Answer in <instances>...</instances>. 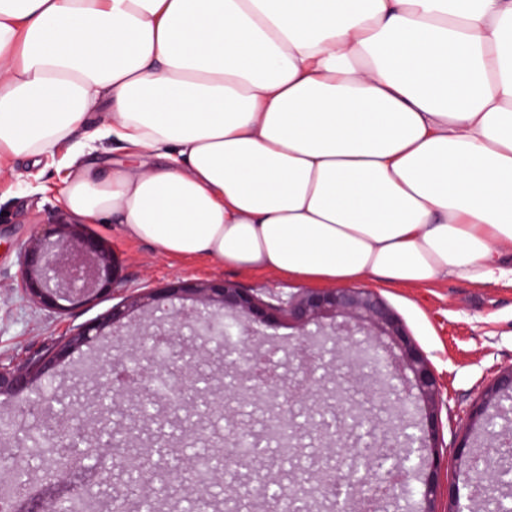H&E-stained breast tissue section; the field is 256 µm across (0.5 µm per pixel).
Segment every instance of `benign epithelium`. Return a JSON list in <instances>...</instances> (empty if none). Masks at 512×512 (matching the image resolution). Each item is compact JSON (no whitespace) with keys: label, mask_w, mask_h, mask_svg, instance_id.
Here are the masks:
<instances>
[{"label":"benign epithelium","mask_w":512,"mask_h":512,"mask_svg":"<svg viewBox=\"0 0 512 512\" xmlns=\"http://www.w3.org/2000/svg\"><path fill=\"white\" fill-rule=\"evenodd\" d=\"M118 264L106 244L84 233L81 225L66 217L54 224H45L21 253L20 277L32 301L51 308L61 307L60 301L80 296H97L107 291L110 280L118 275ZM274 301L266 302L257 295L223 280L190 281L164 288H151L142 297L121 301L101 315L90 327L84 328L50 352L31 358L23 366H0V396L19 395L43 378L51 376L59 362L79 350L89 341L91 332L109 335L121 341L128 335L126 328L137 308H148L155 316L156 328L146 331L152 345L146 355L131 358L115 366L95 369L94 384L112 394L113 398H128L140 407L160 377L167 375L177 382L174 397L182 403L188 396L197 397L198 377L195 358L197 351L186 350L180 336L190 327L194 335H203V326L212 318L220 321L218 334L224 336L227 367L235 372L234 399L264 402L271 414L268 424L276 427L294 445L292 394L303 389L307 393L323 392L320 345L316 336H329L336 345V361L350 367L359 364L349 350L363 349V361L380 368L370 392L374 400L385 407L396 424L397 436L386 438L382 446L389 466L385 476L395 475L401 484L383 497L399 510L410 479L419 483L418 512H436L434 504L440 493V457L434 454L438 440L439 391L437 380L425 353L415 344L394 310L374 291L367 288H326L295 293H277ZM179 300L190 306L180 311L168 302ZM280 317L288 318L300 330L302 339L291 351L296 360L293 377L274 386L265 383L251 366L252 357L272 375H277V351L263 348L260 333L252 323L274 325ZM512 395V369L501 372L487 388L484 402L469 414V421L483 427L489 423V408L496 407L503 396ZM336 421L326 428L323 441L338 447L343 433L367 419L370 408L354 398L346 381L336 382L328 394ZM512 444L506 431L491 433V448L482 456L467 454L463 471L472 489H485L502 480L498 456L503 447ZM347 488L346 502L356 500L359 484L342 473L341 461L327 465L323 472L310 480L298 482L289 494L276 497L279 512H298L301 496L313 488L323 496L328 491L340 495ZM462 501L458 486L448 484V512H469V501Z\"/></svg>","instance_id":"7a95c632"}]
</instances>
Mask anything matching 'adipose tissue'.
<instances>
[{
    "label": "adipose tissue",
    "instance_id": "ef3b65f1",
    "mask_svg": "<svg viewBox=\"0 0 512 512\" xmlns=\"http://www.w3.org/2000/svg\"><path fill=\"white\" fill-rule=\"evenodd\" d=\"M93 128L64 211L168 257L512 284V0H0V168Z\"/></svg>",
    "mask_w": 512,
    "mask_h": 512
}]
</instances>
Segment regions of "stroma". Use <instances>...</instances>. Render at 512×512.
<instances>
[{
    "label": "stroma",
    "mask_w": 512,
    "mask_h": 512,
    "mask_svg": "<svg viewBox=\"0 0 512 512\" xmlns=\"http://www.w3.org/2000/svg\"><path fill=\"white\" fill-rule=\"evenodd\" d=\"M67 173L62 156H48L40 164L16 159L11 169L0 172V364L19 365L29 357L63 342L78 329L109 310L112 304L147 288L186 279L226 280L266 297L276 292L303 290V282L280 274H249L205 262L177 261L145 242L127 240L120 229L88 225V232L107 242L114 251L119 273L109 295L66 311L39 305L29 299L19 283L20 254L40 225L61 214L59 191ZM379 293L402 318L410 336L424 351L439 379L442 406L439 413V453L443 459L440 482L459 470L460 445L470 440L471 450L485 452L488 437L470 425V411L481 403L497 373L512 368V288L491 285L472 287L461 279L415 288H389L375 280L365 283ZM136 335L125 342L99 336L75 351L56 368L54 377L38 383L35 394L54 393L66 401L84 399L92 382L87 360L109 364L141 354L140 331L149 329L143 311H135ZM300 456L290 463L268 460L266 465L238 468L234 484L262 479L282 491L330 463L327 447L317 441L312 428H302ZM22 468L24 484L15 495L13 512H48L69 497L72 487L93 488L97 499L128 495L134 499L159 498L157 484H128L125 475L113 471L102 480L93 460H70L63 473L28 451L17 439H0V471Z\"/></svg>",
    "instance_id": "obj_1"
}]
</instances>
